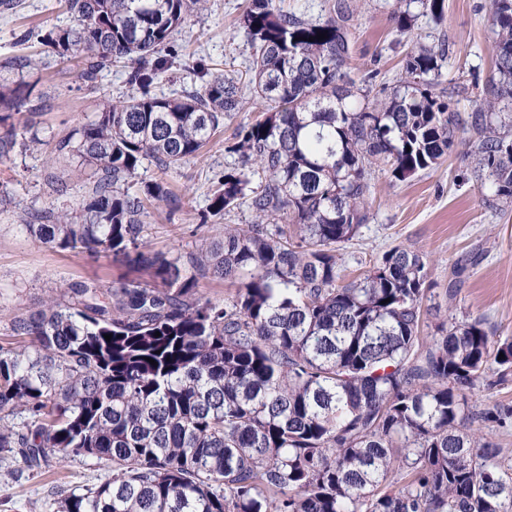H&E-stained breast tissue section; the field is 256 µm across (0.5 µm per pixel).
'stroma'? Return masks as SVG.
<instances>
[{"label":"stroma","instance_id":"stroma-1","mask_svg":"<svg viewBox=\"0 0 512 512\" xmlns=\"http://www.w3.org/2000/svg\"><path fill=\"white\" fill-rule=\"evenodd\" d=\"M10 11L0 10V60L26 56L39 60L29 74L32 98L38 108L11 113L0 122L27 125L40 135L65 137L96 110L101 97H122L130 92L125 70L104 69L96 89H88L77 62L61 63L43 55L41 37L73 23L62 0H14ZM249 0H208L207 11L188 17L176 41L188 55L163 74L155 91L167 94L198 81L193 63L222 69L246 78L250 46L240 19ZM487 0H445L442 20L418 18L413 34L397 33L384 0H364L352 32V66L358 73L376 72L375 83L387 92L402 71L408 52L439 36L449 42L443 68L444 80L467 84L472 94L461 97L454 109L462 116L473 110L471 98L488 97L494 85L492 45L487 31ZM259 108L246 101L240 112L212 135L195 158L166 180L180 201L172 212H154L147 218L143 236L151 252L173 256L199 248L205 241L198 231V214L206 206L209 186L233 163L224 147L232 142L239 125L254 121ZM459 145L437 167L403 181L376 173L369 200L370 219L361 225L342 250L343 274L354 279L395 246L422 252L435 286L424 308L430 321L449 314L480 315L494 339L512 338V207L497 210L484 202V192ZM69 172L67 194H49L48 176ZM13 197L10 209L0 212V345L19 346L22 338L11 331L14 316L40 308L60 286L94 280L107 285L124 273L107 254L88 256L46 247L30 237L21 218L32 208L53 206L69 211L81 202L85 187L73 161L50 158L45 150L12 151L0 157V186ZM456 282L455 298H448L449 282ZM108 472L96 460L51 465L34 474L28 470L0 471V512H45L44 503L53 486L95 483Z\"/></svg>","mask_w":512,"mask_h":512}]
</instances>
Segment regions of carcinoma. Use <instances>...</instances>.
Returning a JSON list of instances; mask_svg holds the SVG:
<instances>
[{
  "mask_svg": "<svg viewBox=\"0 0 512 512\" xmlns=\"http://www.w3.org/2000/svg\"><path fill=\"white\" fill-rule=\"evenodd\" d=\"M444 2L395 0L397 32L441 18ZM206 3L65 0L75 24L41 39L45 54L81 61L89 85L125 63L134 93L102 100L55 141L53 154L85 168V196L69 213L29 212L23 228L51 248L110 253L154 283L66 284L13 318L27 346L0 345V468L93 458L110 472L53 487L52 512H512V460L482 433L512 426V405L468 402L512 372V340H493L480 316L428 332L432 283L414 250L395 247L348 282L340 274L379 170L404 181L464 140L481 187L512 203V116L500 106L512 101V0H490L496 97L475 100L465 120L458 89L442 87L445 41L407 54L380 98L351 67L354 0L316 17L250 0L242 28L262 116L226 146L236 161L212 181L198 227L243 205L253 221L166 259L142 232L150 210L178 198L139 169L166 174L197 156L243 103L221 72L175 96L153 92L183 56L175 32ZM31 68L27 57L0 62L19 76L0 85V112L30 101ZM38 140L12 125L0 156ZM207 278L236 288L213 300Z\"/></svg>",
  "mask_w": 512,
  "mask_h": 512,
  "instance_id": "1",
  "label": "carcinoma"
}]
</instances>
